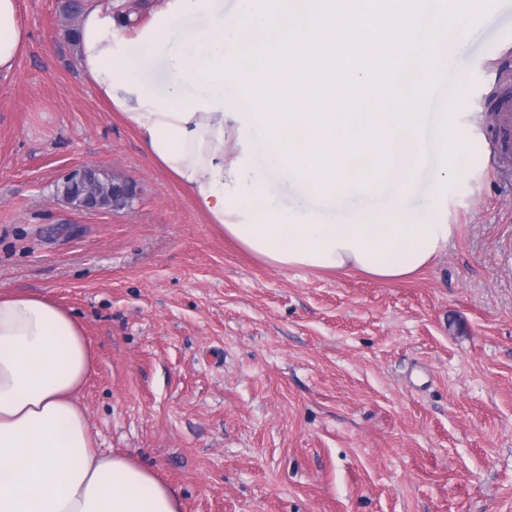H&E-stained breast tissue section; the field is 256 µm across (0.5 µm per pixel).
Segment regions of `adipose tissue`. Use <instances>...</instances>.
I'll return each instance as SVG.
<instances>
[{
    "label": "adipose tissue",
    "mask_w": 512,
    "mask_h": 512,
    "mask_svg": "<svg viewBox=\"0 0 512 512\" xmlns=\"http://www.w3.org/2000/svg\"><path fill=\"white\" fill-rule=\"evenodd\" d=\"M478 0H84L82 75L203 212L278 268L357 270L384 282L430 266L454 233L448 181L481 164L448 146L450 112H426ZM27 44L0 0V72ZM394 62L379 111L380 60ZM166 78H159V64ZM427 181L428 212L408 206ZM306 201L297 210L287 195ZM93 354L52 300L0 295V512H181L175 490L98 448L77 402Z\"/></svg>",
    "instance_id": "adipose-tissue-1"
}]
</instances>
